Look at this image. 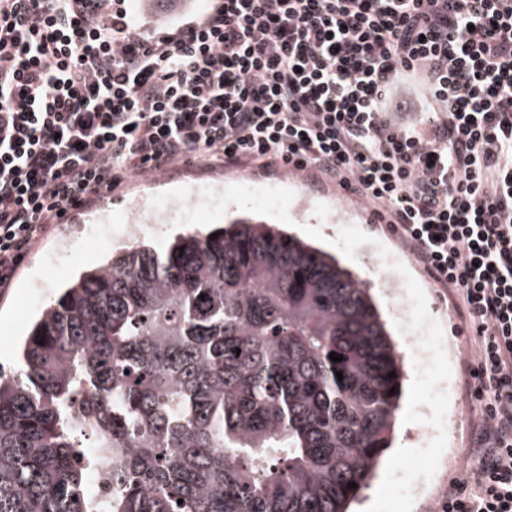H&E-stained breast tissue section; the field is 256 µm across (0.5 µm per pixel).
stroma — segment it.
<instances>
[{
	"label": "stroma",
	"instance_id": "35a3bbf8",
	"mask_svg": "<svg viewBox=\"0 0 512 512\" xmlns=\"http://www.w3.org/2000/svg\"><path fill=\"white\" fill-rule=\"evenodd\" d=\"M139 22H173L202 14L205 0H123ZM157 209L141 240L163 248L173 234L221 224L250 215L270 224L288 225L304 241L335 255L342 265L377 283L393 340L403 354L407 382L404 406L425 404L437 414L421 433L401 431L416 451L391 463V475L408 486L407 494L378 497L374 512H429L449 478L470 463L471 425L480 414L469 396L471 380L465 355L469 331L457 315L450 294L436 287L399 241L382 226L369 224L364 210L336 189L292 174L257 175L244 169L205 168L191 164L178 171L133 178L117 197L76 215L25 259L13 288L0 297V355L16 356L17 347L42 308L79 271L102 261L127 239L131 220L144 209ZM56 273H49V261ZM391 269L402 294L419 308L426 328L438 341L434 369L421 377L417 358L401 330L383 269Z\"/></svg>",
	"mask_w": 512,
	"mask_h": 512
}]
</instances>
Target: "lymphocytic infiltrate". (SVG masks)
<instances>
[{
  "mask_svg": "<svg viewBox=\"0 0 512 512\" xmlns=\"http://www.w3.org/2000/svg\"><path fill=\"white\" fill-rule=\"evenodd\" d=\"M193 159L343 190L450 291L482 412L434 509L512 512V0H209L157 28L0 0V295L68 213Z\"/></svg>",
  "mask_w": 512,
  "mask_h": 512,
  "instance_id": "f902f5d3",
  "label": "lymphocytic infiltrate"
}]
</instances>
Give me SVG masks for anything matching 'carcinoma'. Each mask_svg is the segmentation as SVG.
Instances as JSON below:
<instances>
[{
    "label": "carcinoma",
    "instance_id": "obj_1",
    "mask_svg": "<svg viewBox=\"0 0 512 512\" xmlns=\"http://www.w3.org/2000/svg\"><path fill=\"white\" fill-rule=\"evenodd\" d=\"M403 378L370 288L273 225L127 244L0 373V512H349Z\"/></svg>",
    "mask_w": 512,
    "mask_h": 512
}]
</instances>
